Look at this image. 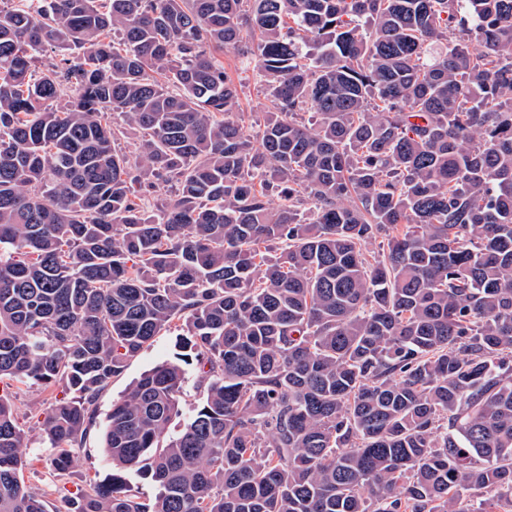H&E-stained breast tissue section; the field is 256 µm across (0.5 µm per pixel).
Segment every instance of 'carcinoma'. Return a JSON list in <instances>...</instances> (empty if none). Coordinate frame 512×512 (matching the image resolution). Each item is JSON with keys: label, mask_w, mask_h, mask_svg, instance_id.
Masks as SVG:
<instances>
[{"label": "carcinoma", "mask_w": 512, "mask_h": 512, "mask_svg": "<svg viewBox=\"0 0 512 512\" xmlns=\"http://www.w3.org/2000/svg\"><path fill=\"white\" fill-rule=\"evenodd\" d=\"M177 328L68 512H512V0H0V512ZM224 67L236 82L241 81L244 85L239 112H249L253 121L263 124L268 112L275 111L272 99L260 87L251 69H241L238 56L231 50H224ZM177 332L157 336L152 344L142 351V353L131 360L125 371L112 381L109 389L100 397L98 401V418L100 424L106 420L107 414L112 409V402L118 400L127 390L130 383L138 378L142 372L163 360H174L178 353H181L177 346L179 336ZM70 396L62 385L50 388L41 386L13 389L12 400L20 428L26 434V448H22L29 465L24 470L28 487L44 493L50 512H67L68 500L80 490H89L90 481L103 479L112 472V463L104 448L98 430H92L79 448H73L77 465L65 475L56 476L50 463V452L42 441L38 420L57 399Z\"/></svg>", "instance_id": "cac0c4a2"}]
</instances>
